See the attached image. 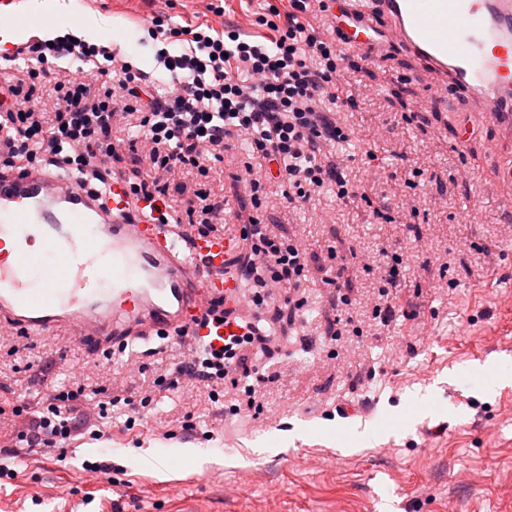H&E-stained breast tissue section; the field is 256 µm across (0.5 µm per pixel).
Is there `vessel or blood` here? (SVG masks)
<instances>
[{"instance_id": "1", "label": "vessel or blood", "mask_w": 512, "mask_h": 512, "mask_svg": "<svg viewBox=\"0 0 512 512\" xmlns=\"http://www.w3.org/2000/svg\"><path fill=\"white\" fill-rule=\"evenodd\" d=\"M21 0H0V43L16 47ZM344 51L377 56V43L410 54L439 77L433 103L463 99L512 135V0H326ZM158 203L131 204L121 177L107 203L77 178L0 176V327L28 334L69 330L100 342L169 338L221 347L242 333L220 311L248 292L225 263L237 234L194 235L184 245L157 220Z\"/></svg>"}]
</instances>
